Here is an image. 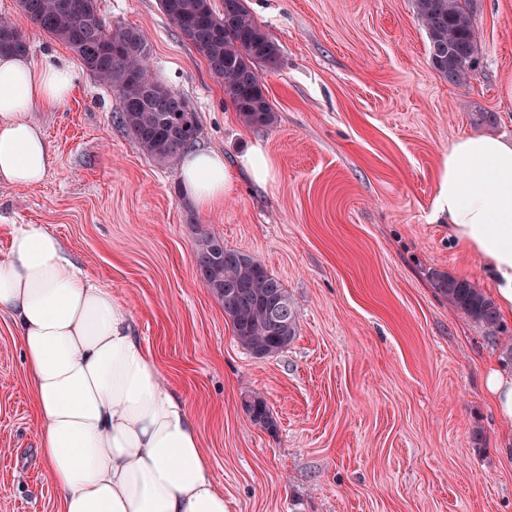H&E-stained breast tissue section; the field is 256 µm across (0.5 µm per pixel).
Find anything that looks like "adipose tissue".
Wrapping results in <instances>:
<instances>
[{
    "label": "adipose tissue",
    "mask_w": 512,
    "mask_h": 512,
    "mask_svg": "<svg viewBox=\"0 0 512 512\" xmlns=\"http://www.w3.org/2000/svg\"><path fill=\"white\" fill-rule=\"evenodd\" d=\"M74 82L69 64L0 56V183L43 181L52 156L31 114L62 105ZM179 175L203 214L233 188L213 150L185 153ZM434 213L485 261L500 310L512 316V140L450 144ZM0 312L21 343L38 452L62 512H228L196 420L165 384L128 308L43 225L13 229L0 256Z\"/></svg>",
    "instance_id": "obj_1"
}]
</instances>
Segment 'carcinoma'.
<instances>
[{
  "label": "carcinoma",
  "mask_w": 512,
  "mask_h": 512,
  "mask_svg": "<svg viewBox=\"0 0 512 512\" xmlns=\"http://www.w3.org/2000/svg\"><path fill=\"white\" fill-rule=\"evenodd\" d=\"M417 15L429 40L433 68L450 82L468 84L477 77L478 41L469 0H415ZM26 17L59 39L80 57L87 71L117 92L121 122L138 146L158 165L170 166L200 135L189 102L170 91L160 100L150 91L158 80L150 72L151 42L138 28L109 24L100 15L99 0H20ZM161 10L206 60L222 83L224 95L251 126L273 124L275 112L255 71L257 64L276 65L277 41L257 23L245 0H159ZM20 30L0 24V55L24 54ZM196 270L224 304L239 343L255 356L274 354L293 341L297 317L282 283L252 254L224 246L205 233L198 240ZM436 284L448 304L490 333L500 331L494 302L467 279L439 275ZM253 422L270 425L264 400L248 405Z\"/></svg>",
  "instance_id": "carcinoma-1"
}]
</instances>
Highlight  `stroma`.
<instances>
[{"label":"stroma","mask_w":512,"mask_h":512,"mask_svg":"<svg viewBox=\"0 0 512 512\" xmlns=\"http://www.w3.org/2000/svg\"><path fill=\"white\" fill-rule=\"evenodd\" d=\"M280 46L257 70L276 121L248 125L158 0H100L141 29L151 71L199 116L197 145L237 162L261 145L274 177H235L199 214L177 166L145 155L118 121L120 99L65 43L0 0L32 59L73 65L59 108L34 112L53 154L30 188L0 185V254L16 224L57 235L91 280L111 287L164 381L194 414L230 512H512V421L484 391L511 371L501 339L451 307L444 274L484 294L485 262L435 219L441 162L467 135L512 139V0H474L478 75L449 82L429 60L414 0H246ZM492 112V125L476 124ZM253 254L280 279L298 332L257 358L194 267L201 233ZM262 398L272 428L245 404ZM32 389L11 319L0 314V512H61L37 452Z\"/></svg>","instance_id":"1"}]
</instances>
